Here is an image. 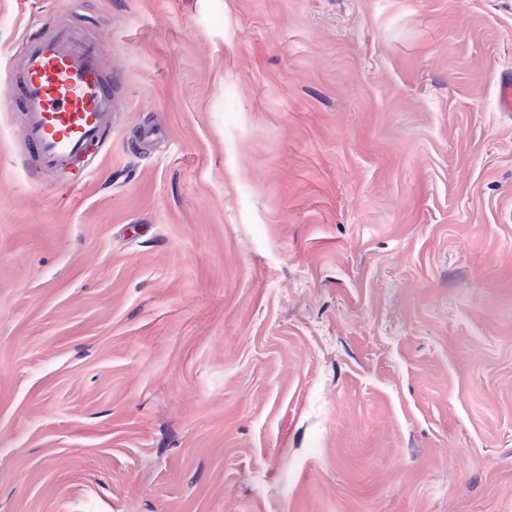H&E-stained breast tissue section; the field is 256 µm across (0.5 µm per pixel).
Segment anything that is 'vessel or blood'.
Masks as SVG:
<instances>
[{
	"label": "vessel or blood",
	"mask_w": 512,
	"mask_h": 512,
	"mask_svg": "<svg viewBox=\"0 0 512 512\" xmlns=\"http://www.w3.org/2000/svg\"><path fill=\"white\" fill-rule=\"evenodd\" d=\"M11 59L9 76L20 90L14 106L35 166L43 171L66 167L85 179L118 109L111 75L92 38L63 21L48 32L23 37Z\"/></svg>",
	"instance_id": "1"
}]
</instances>
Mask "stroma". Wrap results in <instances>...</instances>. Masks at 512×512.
Listing matches in <instances>:
<instances>
[{"label":"stroma","instance_id":"obj_1","mask_svg":"<svg viewBox=\"0 0 512 512\" xmlns=\"http://www.w3.org/2000/svg\"><path fill=\"white\" fill-rule=\"evenodd\" d=\"M122 103L30 177L60 14ZM512 0H0V512H512Z\"/></svg>","mask_w":512,"mask_h":512}]
</instances>
